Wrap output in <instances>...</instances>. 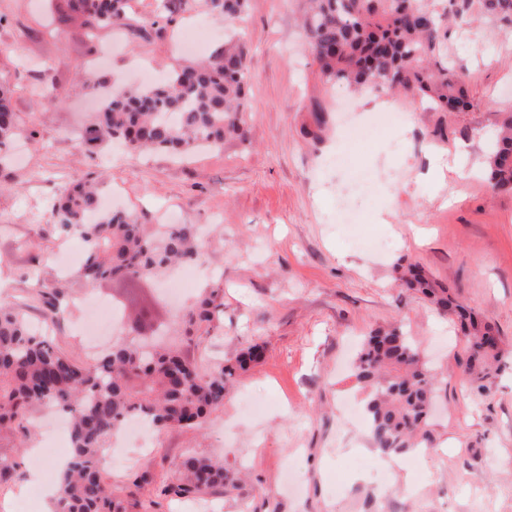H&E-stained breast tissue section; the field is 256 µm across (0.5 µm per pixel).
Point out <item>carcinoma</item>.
<instances>
[{
  "mask_svg": "<svg viewBox=\"0 0 512 512\" xmlns=\"http://www.w3.org/2000/svg\"><path fill=\"white\" fill-rule=\"evenodd\" d=\"M59 20L88 34L125 26L138 37H162L177 17L196 7L222 21L241 18L249 0H159L142 19L131 0H63ZM448 13L433 0H309L304 18L308 49L325 81H344L361 89L404 91L429 112H466L470 100L462 74L451 71L439 53ZM248 49L237 40L208 57L174 70L160 86L115 90L91 113L77 134L81 146L114 142L131 153L156 152L181 157L203 141L222 147L230 139L245 143L249 128L245 95ZM304 133L321 139L330 121L326 108H308ZM21 134L11 106L8 80L0 77V163L8 164ZM491 185L512 192V113H503L498 141L487 158ZM100 186L74 178L60 188L49 223L85 243L83 262L72 270L86 284L133 283L164 276L177 266L204 259L196 224L151 228L125 210L100 207ZM403 280L437 306L461 318L466 354L462 376L484 391V380L504 365L499 336L475 319L465 304L436 290L416 266ZM47 322L61 319L64 292H40ZM224 314L221 288L205 290L168 323L151 320L149 336L137 332L144 317L126 316V337L92 363L70 357L27 320L22 306L0 303V438L28 420L31 410L48 406L69 420L71 461L58 484L53 512H127L132 489L149 483V474L114 485L102 464L111 438L132 417L157 431L195 427L224 406L238 373L261 357L249 344L235 356L202 365L187 348L200 344ZM354 373L367 392L365 411L374 447L398 455L434 438L430 412L436 378L413 340L399 328H378L367 336ZM21 477L13 449H0V482ZM164 492L182 498L222 495L239 500L250 512L242 479L209 457L188 454L173 471Z\"/></svg>",
  "mask_w": 512,
  "mask_h": 512,
  "instance_id": "cac0c4a2",
  "label": "carcinoma"
}]
</instances>
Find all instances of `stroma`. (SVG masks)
Instances as JSON below:
<instances>
[{"label":"stroma","mask_w":512,"mask_h":512,"mask_svg":"<svg viewBox=\"0 0 512 512\" xmlns=\"http://www.w3.org/2000/svg\"><path fill=\"white\" fill-rule=\"evenodd\" d=\"M301 8V0H250L232 26L199 9L165 38L142 40L123 28L92 38L59 25L53 0H0V74L15 87L12 106L26 133L24 159L0 170V301L23 305L42 323V287L64 278L65 252L82 248L79 236L57 233L44 218L64 182L102 178L120 187L123 208L140 223L215 228L208 258L218 274L199 285L223 288L224 315L194 356L206 363L248 344L263 348L204 427L162 431L149 453L119 448L106 459L110 482H126L140 467L151 474L128 498V512H238L221 497L162 494L189 452L243 468L254 512H512V194L492 188L484 165L501 113L512 111L504 94L512 89V19L481 0H452L451 10L471 21L449 25L440 51L465 74L473 109L428 112L400 95L394 134L364 142L336 125L314 143L303 133L311 103L332 110L351 99L363 123L385 94L321 79ZM194 27L206 56L235 33L247 42L249 142L182 159L78 145L75 133L94 104L73 92L77 79L93 75L104 95L131 83L137 62L168 76L186 63L176 44ZM109 41L118 53L90 69L96 45ZM53 93L61 102L50 109L43 98ZM460 142L462 165L434 171L435 158ZM343 206L362 211L363 223L337 224ZM409 264L498 328L506 365L485 392L456 368L466 347L458 324L402 286ZM133 289L145 299L160 291L153 282H73L68 294L109 305ZM386 326L416 340L439 388L433 446L403 453L398 469L373 449L367 421L341 413L344 398H365L353 357L364 336ZM22 440L14 434L0 444ZM47 440L43 432L23 440L21 468L40 479L1 485L0 512H45L44 486L56 471L33 469L31 458Z\"/></svg>","instance_id":"1"}]
</instances>
